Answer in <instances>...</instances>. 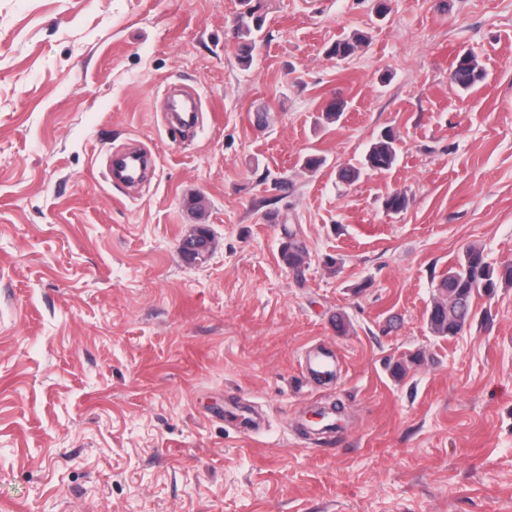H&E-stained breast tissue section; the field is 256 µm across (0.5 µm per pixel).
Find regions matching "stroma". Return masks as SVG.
<instances>
[{"label": "stroma", "instance_id": "stroma-1", "mask_svg": "<svg viewBox=\"0 0 512 512\" xmlns=\"http://www.w3.org/2000/svg\"><path fill=\"white\" fill-rule=\"evenodd\" d=\"M240 9L0 0V505L512 512V286L476 295L457 335L427 323L467 246L512 262V0H391L383 17L262 0L248 67ZM465 51L484 72L468 92L448 79ZM335 96L343 116L320 121ZM387 129L393 167L341 182ZM134 142L151 167L129 192L109 162ZM197 225L213 249L190 262ZM323 343L334 383L305 369ZM336 402L334 441L300 433ZM258 12L257 6L249 7L240 14L235 29V37L238 44V59L243 65H250L253 61V54L257 47V33L263 26L261 15H255ZM283 231L285 237L288 239L282 245L281 256L282 260L289 268L298 269L302 266L305 249L302 242L298 238V233L291 225L283 224Z\"/></svg>", "mask_w": 512, "mask_h": 512}]
</instances>
